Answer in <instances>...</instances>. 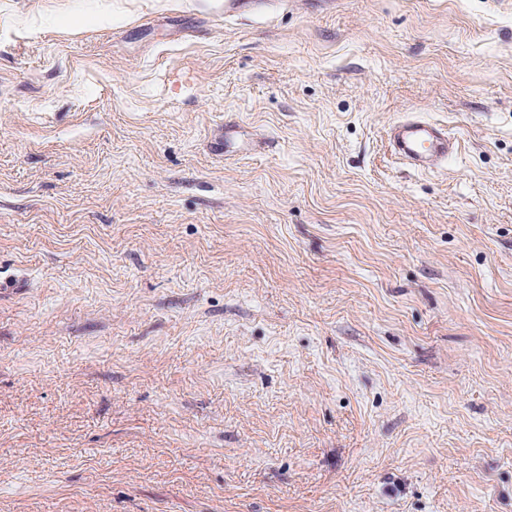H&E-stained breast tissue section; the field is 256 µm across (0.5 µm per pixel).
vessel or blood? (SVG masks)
I'll list each match as a JSON object with an SVG mask.
<instances>
[{
  "label": "vessel or blood",
  "instance_id": "1",
  "mask_svg": "<svg viewBox=\"0 0 512 512\" xmlns=\"http://www.w3.org/2000/svg\"><path fill=\"white\" fill-rule=\"evenodd\" d=\"M390 140L394 150L417 169L436 166L453 147L446 130L418 118L394 125Z\"/></svg>",
  "mask_w": 512,
  "mask_h": 512
}]
</instances>
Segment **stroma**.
Masks as SVG:
<instances>
[{
  "mask_svg": "<svg viewBox=\"0 0 512 512\" xmlns=\"http://www.w3.org/2000/svg\"><path fill=\"white\" fill-rule=\"evenodd\" d=\"M14 278L0 512H512V0H0ZM390 140L393 149L416 169H431L446 158L453 147L446 130L418 118L394 125Z\"/></svg>",
  "mask_w": 512,
  "mask_h": 512,
  "instance_id": "35a3bbf8",
  "label": "stroma"
}]
</instances>
